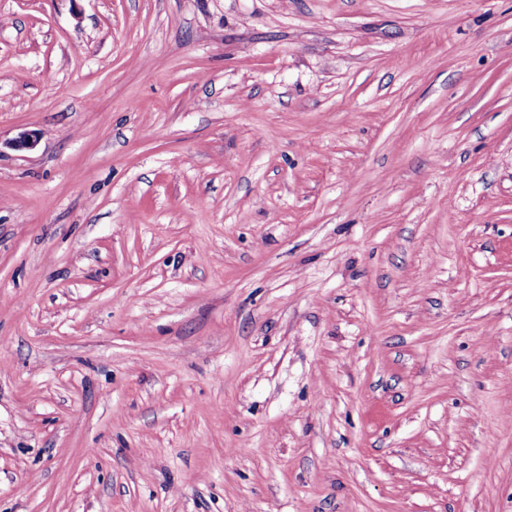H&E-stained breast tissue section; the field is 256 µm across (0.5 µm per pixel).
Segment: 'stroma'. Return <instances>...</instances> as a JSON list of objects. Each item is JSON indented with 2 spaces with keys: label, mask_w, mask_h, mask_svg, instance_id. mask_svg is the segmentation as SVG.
<instances>
[{
  "label": "stroma",
  "mask_w": 512,
  "mask_h": 512,
  "mask_svg": "<svg viewBox=\"0 0 512 512\" xmlns=\"http://www.w3.org/2000/svg\"><path fill=\"white\" fill-rule=\"evenodd\" d=\"M0 512H512V0H0Z\"/></svg>",
  "instance_id": "obj_1"
}]
</instances>
